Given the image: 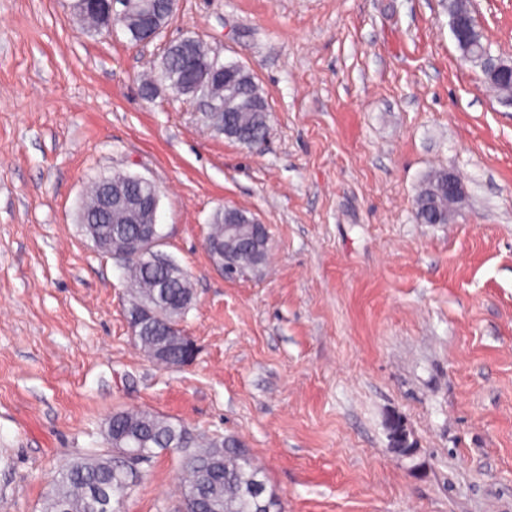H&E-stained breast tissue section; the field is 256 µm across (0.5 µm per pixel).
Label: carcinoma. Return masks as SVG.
Returning <instances> with one entry per match:
<instances>
[{
  "instance_id": "1",
  "label": "carcinoma",
  "mask_w": 512,
  "mask_h": 512,
  "mask_svg": "<svg viewBox=\"0 0 512 512\" xmlns=\"http://www.w3.org/2000/svg\"><path fill=\"white\" fill-rule=\"evenodd\" d=\"M186 50L200 60L210 53L197 39L178 41L165 51L158 71L172 72L182 87L187 89L194 77L182 68L181 51ZM229 78L212 83L215 98L224 100V116L216 121V129L240 144L250 146L268 130V104L261 95L253 75L236 63L224 64ZM419 196L434 199L437 208L424 215L417 211L421 223H448L447 171L433 172L426 180ZM80 221L95 224L104 230L119 225L135 232L143 224L144 216L137 209L112 211V217L90 206L81 209ZM226 213L216 215L207 236L235 248L237 242L226 232ZM129 291L140 296L154 294L153 279L162 276V270L153 264L133 259L125 265ZM191 282L185 278L172 282L166 295L152 309L145 322V331L138 343L146 353L166 345L171 355L182 357L184 351L174 334L176 320L184 317L190 308ZM123 430L135 441L136 449L155 455L171 448L182 454L184 474L181 493L186 512H277V498L268 491L266 476L249 458L246 449L233 439L224 438V454H219L209 438L193 436L184 428L177 429L166 418L146 410H127L112 414V428L105 429V439ZM123 496L129 484L126 476L109 468L104 455L87 453L62 464L54 476L44 503L48 512H98L96 493L103 488Z\"/></svg>"
}]
</instances>
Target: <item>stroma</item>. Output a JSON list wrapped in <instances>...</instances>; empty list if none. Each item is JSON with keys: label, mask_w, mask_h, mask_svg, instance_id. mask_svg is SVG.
Wrapping results in <instances>:
<instances>
[{"label": "stroma", "mask_w": 512, "mask_h": 512, "mask_svg": "<svg viewBox=\"0 0 512 512\" xmlns=\"http://www.w3.org/2000/svg\"><path fill=\"white\" fill-rule=\"evenodd\" d=\"M73 3L0 0V512H43L129 408L234 436L283 512H512V108L461 60L448 0H176L146 44L84 30ZM472 7L512 58V0ZM184 37L252 73L262 144L142 94ZM439 169L465 197L423 224ZM116 172L160 187L162 249L195 292L187 367L134 343L121 265L81 228ZM225 207L265 224L261 274L213 264ZM181 472L174 451L140 463L121 512H181Z\"/></svg>", "instance_id": "35a3bbf8"}]
</instances>
